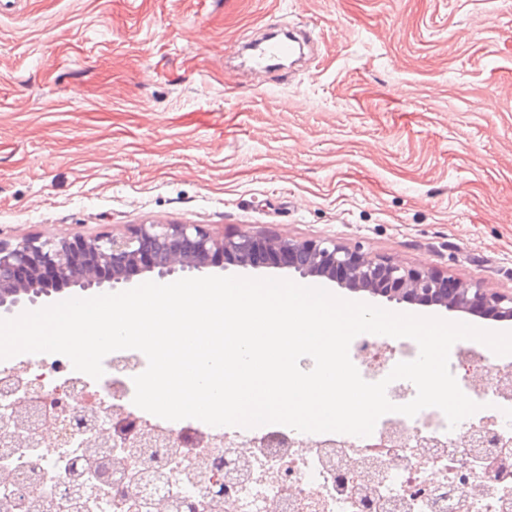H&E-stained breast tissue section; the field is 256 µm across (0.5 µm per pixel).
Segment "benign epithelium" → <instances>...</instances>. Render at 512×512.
Here are the masks:
<instances>
[{
  "mask_svg": "<svg viewBox=\"0 0 512 512\" xmlns=\"http://www.w3.org/2000/svg\"><path fill=\"white\" fill-rule=\"evenodd\" d=\"M238 266L271 265L292 268L302 277H324L353 292L364 291L389 301L440 306L498 321L512 320V294L488 292L459 283L430 269H417L350 250L334 240H292L240 232L216 238L197 224H139L127 234L75 235L71 238L29 237L13 245L0 240V314H10L22 300L34 306L38 298L71 287L88 289L104 282H126L135 273L157 272L165 277L178 270L209 267L213 260ZM27 397L17 405L16 430L10 435L38 447H60L69 425L64 423L46 443L43 431L27 428L26 415L34 408L38 390L26 384ZM478 430L465 440L466 462L484 465V473L501 476L503 461L491 452L486 436ZM157 439L143 432L126 434L123 419L113 427L100 426L88 446L142 448ZM204 434L187 438L181 433L164 437L165 447L197 445ZM167 512H198V506L183 498L158 496Z\"/></svg>",
  "mask_w": 512,
  "mask_h": 512,
  "instance_id": "benign-epithelium-1",
  "label": "benign epithelium"
}]
</instances>
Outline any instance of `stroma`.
Returning a JSON list of instances; mask_svg holds the SVG:
<instances>
[{
	"instance_id": "1",
	"label": "stroma",
	"mask_w": 512,
	"mask_h": 512,
	"mask_svg": "<svg viewBox=\"0 0 512 512\" xmlns=\"http://www.w3.org/2000/svg\"><path fill=\"white\" fill-rule=\"evenodd\" d=\"M296 26L310 60L252 74L243 38ZM139 224L512 293V0H0V239Z\"/></svg>"
}]
</instances>
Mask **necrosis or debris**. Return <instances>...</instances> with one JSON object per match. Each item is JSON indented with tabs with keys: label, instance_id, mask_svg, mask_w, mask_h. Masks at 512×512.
I'll return each mask as SVG.
<instances>
[{
	"label": "necrosis or debris",
	"instance_id": "obj_1",
	"mask_svg": "<svg viewBox=\"0 0 512 512\" xmlns=\"http://www.w3.org/2000/svg\"><path fill=\"white\" fill-rule=\"evenodd\" d=\"M361 352L380 354L377 369L366 368L361 372L365 381L377 382L386 378L395 364L414 360L419 349L409 341L394 344L365 334L349 347L350 356ZM146 367L147 359L141 352L116 351L104 358V374L95 380L75 371L64 355H34L29 361V374L39 378L42 396L32 424L53 431L58 418L66 417L71 422L73 437L67 447L50 454L38 447L13 449L7 461L11 481H23L34 497L60 492L56 512H155L152 500L143 491L145 473L153 468L167 474L170 494L194 500L199 512H294L293 499L301 495L312 498V512H365L360 495L346 489L352 481L347 461L353 458L383 464V476L374 497L380 501L405 498L402 512H433L429 491L436 485L446 495L441 503L444 512H512V388L504 387L506 374L497 365L488 366L487 385L466 388L467 396L480 405L477 418L490 419L498 449L506 455L509 473L492 484L485 482L480 465L465 467L456 462L454 445L465 437L468 428L463 423L449 428L445 414L438 408L423 409L412 417L397 412L386 414L367 437L305 434L280 424L250 429L207 428L196 419L168 421L138 408L133 402V378ZM74 388L116 404V412H101V419H110L115 413L123 415L132 431L143 427L174 432L203 429L211 436L247 442V477L225 482L223 496L215 499L208 483L194 479L192 473L201 466L211 472L223 471V452L213 448H116L112 451L111 479L95 478L93 484L85 485L82 498H63L64 487L72 481L68 464L85 454L86 434L81 422L86 414L69 395ZM116 390L121 393L117 399L112 396ZM423 427L438 440V447L419 448L411 441L402 447L383 443L391 431L408 433ZM269 438H283L287 444L266 446ZM299 439L314 445L338 442L333 464L325 465L320 457L295 450L293 443Z\"/></svg>",
	"mask_w": 512,
	"mask_h": 512
}]
</instances>
